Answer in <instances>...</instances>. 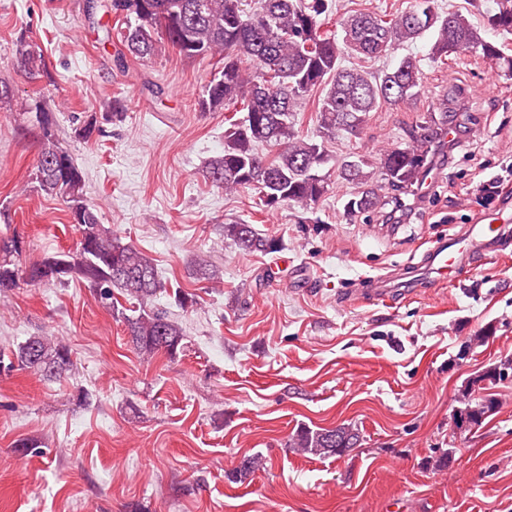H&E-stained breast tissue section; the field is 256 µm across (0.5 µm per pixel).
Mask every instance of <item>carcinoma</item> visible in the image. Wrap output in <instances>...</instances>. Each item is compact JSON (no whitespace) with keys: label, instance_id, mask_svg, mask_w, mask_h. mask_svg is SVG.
<instances>
[{"label":"carcinoma","instance_id":"carcinoma-1","mask_svg":"<svg viewBox=\"0 0 512 512\" xmlns=\"http://www.w3.org/2000/svg\"><path fill=\"white\" fill-rule=\"evenodd\" d=\"M91 0L92 15L115 14L121 23L117 38L123 53L148 61L171 47L188 60H217L220 64L205 86L199 107L203 112L238 109L241 118L225 117L224 151L208 160L204 177L214 186L232 191L249 187L256 191L266 210L282 203L304 209L326 193L332 175L363 186L345 204L349 214L365 212L377 203L378 183L398 185L416 175L419 158L407 146L387 151L377 171L364 155H356L336 167H327L323 143L296 129L297 112L314 89H322L316 112L320 137L338 130L359 127L380 105L406 103L419 92L418 61L405 56L377 76L341 65L344 56L376 58L416 41L431 32L432 57L440 59L474 53L512 70L507 36L512 35V0H495L477 25L461 11L436 10L434 0H411L397 14L359 12L340 22L341 31L328 28L329 0ZM255 17L267 21L258 30L249 24ZM501 36L491 41L488 33ZM17 62L30 82L47 76L46 60L33 45L21 40ZM31 115L32 125L23 129L38 139L32 180L47 194H63L69 203L71 223L78 233L74 246L53 253L23 269L15 256L22 251L17 236L0 239V294L20 282L66 284L81 279L89 284L103 305L119 311L114 292L138 304L132 314H122L134 350L148 359L163 353L173 358L181 349L179 325L145 303L166 290L155 264L136 247L122 242L112 227L102 224L84 198V177L73 157L53 133V113L41 97L20 103ZM274 148L269 155L260 147ZM225 238L244 251L273 253L280 242L253 225L233 221L222 225ZM198 280L222 279V269L198 257L193 265ZM28 369L46 378H59L73 366L67 346L47 336H31L11 350L9 362L0 369ZM497 409L484 398L457 411L456 426L475 428ZM359 442L348 426L336 429L303 427L289 439V446L318 457H341Z\"/></svg>","mask_w":512,"mask_h":512}]
</instances>
